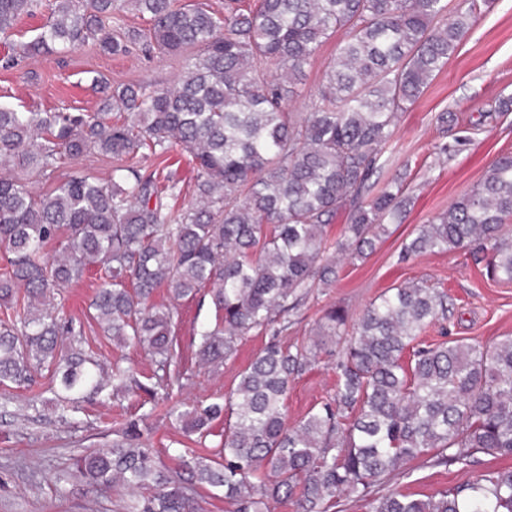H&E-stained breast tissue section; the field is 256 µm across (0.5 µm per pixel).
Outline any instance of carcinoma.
<instances>
[{
  "instance_id": "carcinoma-1",
  "label": "carcinoma",
  "mask_w": 512,
  "mask_h": 512,
  "mask_svg": "<svg viewBox=\"0 0 512 512\" xmlns=\"http://www.w3.org/2000/svg\"><path fill=\"white\" fill-rule=\"evenodd\" d=\"M130 5L146 30H121ZM47 8L27 52L96 43L118 55L145 42L161 54L187 47L177 86L128 85L93 113L17 112L0 106V163L51 176L87 154L112 158L102 185L70 176L35 196L0 176V245L12 257L0 274V302L24 289L23 307L0 323V382L29 385L52 369L65 407L79 399L143 388L135 366L107 374L81 348V329L62 322L55 289L100 268L95 319L119 345L143 349L168 387L190 376L174 357L178 301L210 287L222 318L198 331L200 366L218 370L251 334L268 341L240 373L225 404L173 411V422L205 439L228 414L221 446L188 451L178 469L156 465L152 449L130 436L73 458L65 477L132 494L125 512H200L197 487L224 491L231 512H266L287 501L294 512H330L345 497L369 512H512V469L427 499L378 494L404 464L427 456L469 465L478 453L512 456V336L419 345L448 319V294L423 281L388 289L354 322L331 307L319 339L288 345L286 315L338 275L337 255L363 260L400 220L403 186L374 190L378 156L393 125L447 65L469 29L472 9L448 15L447 0H224V12L173 0H0V36L23 15ZM347 37L324 74L312 112L285 109L319 47ZM280 64L271 74L266 65ZM178 147L193 162L195 203L168 207L176 184L139 166ZM348 212L343 239L327 226ZM512 153L447 210L418 227L400 259L477 245L487 273L512 283ZM165 288L167 304L151 305ZM342 340L336 391L288 424L290 382L311 371L327 342ZM410 361H403L407 350Z\"/></svg>"
}]
</instances>
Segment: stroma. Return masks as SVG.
<instances>
[{
  "label": "stroma",
  "mask_w": 512,
  "mask_h": 512,
  "mask_svg": "<svg viewBox=\"0 0 512 512\" xmlns=\"http://www.w3.org/2000/svg\"><path fill=\"white\" fill-rule=\"evenodd\" d=\"M47 16L44 10L22 16L11 37H0V56L14 54L19 59L16 68L0 69V106L20 112L62 108L94 112L119 85L171 87L183 76L192 55L188 49L176 55L148 52L139 44L119 55L90 43L51 55L24 51V44L38 36ZM340 41L336 35L320 47L305 68L297 96L287 102L288 111L302 116L311 111ZM508 98H512V0H480L470 17L469 33L417 102L398 114L393 141L379 157L377 185L401 177L411 199L404 222L389 225L365 261H341L335 285L314 292L290 313L285 341L314 339L331 305L343 307L354 319L387 288L410 280L427 282L448 295V319L444 325L427 329L426 342L467 339L491 343L512 336V284L487 275L485 253L467 248L426 253L405 263L398 260L402 242L417 225L448 209L483 179L498 155L512 152V110H498L499 102ZM442 112L448 115L444 131L435 122ZM443 140L452 145L451 153L438 152L436 145ZM145 165L164 170L176 180L177 190L167 199L169 206L180 209L194 202L192 163L186 153L176 149L168 160L151 157ZM71 175L109 182L112 160L89 154L60 168L53 178L24 173L20 179L32 191L45 193ZM99 283L97 269H89L82 280L60 289L54 304L64 318L83 327L82 346L101 365L108 368L122 359L133 363L140 375L152 374L149 355L137 347L119 346L95 320L90 302ZM220 316L208 289L183 300L182 321L176 329L180 352L193 353L194 327L215 323ZM265 342L261 335L245 337L219 371L194 369L189 380L169 390L154 395L118 394L107 400L96 397L68 412L62 411L52 390L51 370H42L28 388L0 386V512H121L122 491L88 493L63 483L74 455L111 447L114 440L137 431L152 448L157 464L177 467L180 455L194 443L172 426L169 409L182 402L224 398ZM332 349V354H321L317 367L290 385L285 399L289 421L299 420L334 393L333 354L341 346L336 343ZM505 468H512V456L480 453L467 466L423 458L405 464L397 479L381 491L424 498Z\"/></svg>",
  "instance_id": "stroma-1"
}]
</instances>
